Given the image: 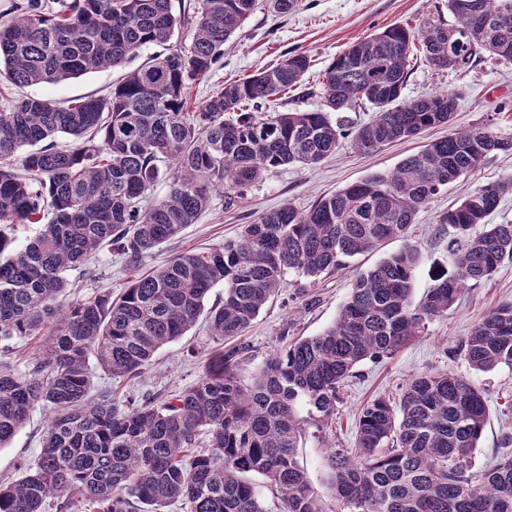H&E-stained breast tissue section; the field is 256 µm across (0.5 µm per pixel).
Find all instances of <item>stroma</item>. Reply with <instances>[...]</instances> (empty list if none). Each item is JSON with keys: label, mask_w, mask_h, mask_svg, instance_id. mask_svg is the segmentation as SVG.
Wrapping results in <instances>:
<instances>
[{"label": "stroma", "mask_w": 512, "mask_h": 512, "mask_svg": "<svg viewBox=\"0 0 512 512\" xmlns=\"http://www.w3.org/2000/svg\"><path fill=\"white\" fill-rule=\"evenodd\" d=\"M445 7L446 0H300L294 12L278 14L262 2L241 30L225 43L224 55L208 77L193 84L189 100L202 103L218 86L276 65L283 54L291 51L306 53L315 71H323L352 42L395 24L419 27L428 15ZM126 72L123 66L103 69L25 91L1 81L0 94L10 99L28 94L65 105L74 99L107 94ZM444 90L455 91L458 96L450 126L431 127L420 137L398 140L371 152L358 151L350 140H342L335 154L320 164L290 165L266 173L230 208L224 204L223 190H215L210 207L197 223L155 248L144 260V269L159 268L181 252L220 246L224 240L236 237L242 225L266 211L285 204L305 210L319 197L347 184L388 173L423 145L448 136L450 130L485 127L512 140V62L483 54L467 68L437 70L420 61L409 75L403 96L413 99ZM510 177L512 152L490 154L475 172L449 183L417 214L410 228V240L420 248L415 298H422L433 286L436 275L452 265L448 241L454 229L439 223V215L458 206L476 186ZM400 246L397 240L387 242L374 252L353 258L346 269L315 281L288 276L285 287L269 300L242 335L233 339L242 349L237 367L241 383L252 385L266 360L288 342L315 335L331 325L348 298L356 275ZM91 265L98 278L83 281L80 294L84 297L104 289L120 294L132 278L131 271L112 261L104 250L93 256ZM506 301H512V262L503 263L490 279L470 283L447 315L431 321L422 336L393 357L366 360L355 368L333 419L321 430L308 426L298 450L299 463L322 496L327 512H334L336 504L327 491L326 440H334L340 448L351 447L359 408L380 395L398 397L402 386L420 373L447 370L469 378L482 389L488 422L475 452L476 467L484 466L493 451L501 447L504 436H512V367L501 365L478 372L458 351L470 329ZM221 348V342L210 336L206 323L200 321L181 339L162 348L140 377L115 379L96 368L92 371L93 386L110 391L119 401L148 394L162 399L193 385ZM47 422L45 411L35 410L8 447L0 448V478H17L20 464L36 457Z\"/></svg>", "instance_id": "stroma-1"}]
</instances>
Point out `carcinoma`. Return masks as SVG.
<instances>
[{"label": "carcinoma", "mask_w": 512, "mask_h": 512, "mask_svg": "<svg viewBox=\"0 0 512 512\" xmlns=\"http://www.w3.org/2000/svg\"><path fill=\"white\" fill-rule=\"evenodd\" d=\"M256 2L195 0L192 15L178 17L172 0H20L0 24V79L15 86L57 84L159 49L105 97L0 105V224L40 225L22 247L0 229V343L51 336L30 370L0 365V448L33 410L48 414L39 454L18 479L0 483V512H166L177 502L189 512H268L253 474L273 488L279 512H327L297 459L307 424L300 406L327 423L359 363L394 356L469 283L512 260V224L486 223L512 194L509 178L478 186L439 216L455 229L453 270L419 302L420 251L407 244L360 273L335 322L269 358L249 388L237 380L239 352L230 347L161 402L92 394L90 361L114 378L135 377L202 316L217 340L239 336L288 272L316 280L406 237L448 183L512 151V140L487 128L456 131L388 174L305 211L286 204L265 212L218 247L142 271L148 253L196 223L215 189L231 206L266 172L333 154L346 134L331 112L375 109L351 138L361 152L449 124L455 93L402 98L414 52L439 70L464 69L484 52L512 61V0H446L452 23L438 13L417 30L392 25L349 45L319 75V110L271 109L280 94L308 90L303 52L191 106L188 90L210 74ZM181 24L194 26L187 44L174 40ZM60 134L70 137L64 149ZM165 169L169 196L144 205ZM104 248L136 270L127 288L61 305L68 272L97 276L87 263ZM220 284L224 299L206 306ZM461 351L479 372L512 367V302L478 322ZM487 418L479 388L448 371L419 374L399 397L366 402L354 447L328 444L337 512H512V453L498 451L473 471Z\"/></svg>", "instance_id": "1"}]
</instances>
